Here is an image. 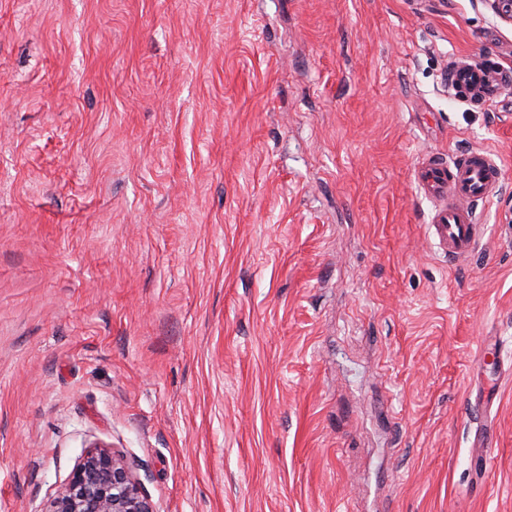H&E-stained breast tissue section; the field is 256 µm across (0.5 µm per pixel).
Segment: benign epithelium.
<instances>
[{
  "label": "benign epithelium",
  "instance_id": "benign-epithelium-1",
  "mask_svg": "<svg viewBox=\"0 0 512 512\" xmlns=\"http://www.w3.org/2000/svg\"><path fill=\"white\" fill-rule=\"evenodd\" d=\"M512 23V0H480ZM43 512H155L128 466L102 445L88 450Z\"/></svg>",
  "mask_w": 512,
  "mask_h": 512
}]
</instances>
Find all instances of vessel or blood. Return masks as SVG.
<instances>
[{
    "instance_id": "1",
    "label": "vessel or blood",
    "mask_w": 512,
    "mask_h": 512,
    "mask_svg": "<svg viewBox=\"0 0 512 512\" xmlns=\"http://www.w3.org/2000/svg\"><path fill=\"white\" fill-rule=\"evenodd\" d=\"M511 81L512 74L500 68L466 59L452 61L448 66L449 92L477 104L495 102L504 85ZM417 178L428 196L443 202L434 226L449 260L466 259L483 234L476 207L501 183L498 165L486 151L471 149L451 160L430 158Z\"/></svg>"
}]
</instances>
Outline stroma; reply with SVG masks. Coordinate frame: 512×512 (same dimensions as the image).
I'll return each mask as SVG.
<instances>
[{
	"instance_id": "35a3bbf8",
	"label": "stroma",
	"mask_w": 512,
	"mask_h": 512,
	"mask_svg": "<svg viewBox=\"0 0 512 512\" xmlns=\"http://www.w3.org/2000/svg\"><path fill=\"white\" fill-rule=\"evenodd\" d=\"M512 71L480 0H0V512H512ZM488 151L452 264L416 180ZM496 438L475 471L483 422ZM509 81V73L494 66L466 59L448 65V91L473 103L495 102ZM90 448L43 512H155L124 461Z\"/></svg>"
}]
</instances>
